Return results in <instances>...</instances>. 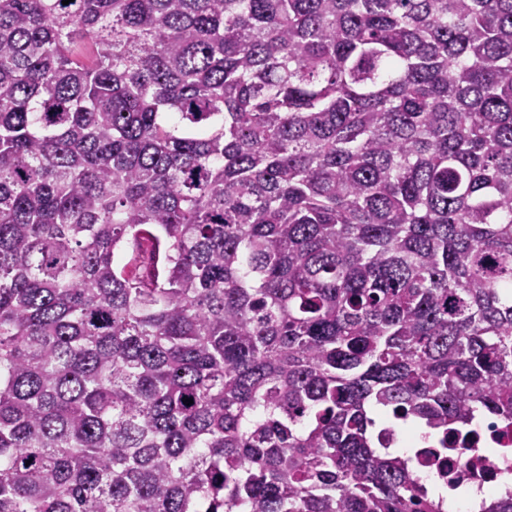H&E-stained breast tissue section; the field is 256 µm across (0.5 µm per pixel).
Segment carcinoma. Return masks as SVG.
<instances>
[{
    "label": "carcinoma",
    "mask_w": 512,
    "mask_h": 512,
    "mask_svg": "<svg viewBox=\"0 0 512 512\" xmlns=\"http://www.w3.org/2000/svg\"><path fill=\"white\" fill-rule=\"evenodd\" d=\"M479 412L512 0H0V512H448L374 414Z\"/></svg>",
    "instance_id": "carcinoma-1"
}]
</instances>
